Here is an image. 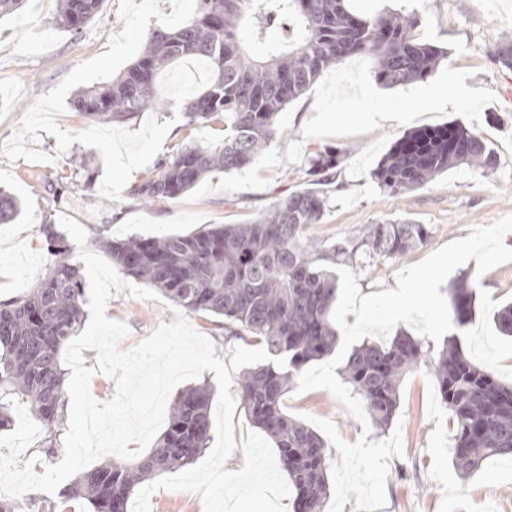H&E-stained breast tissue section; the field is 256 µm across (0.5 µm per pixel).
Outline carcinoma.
Returning <instances> with one entry per match:
<instances>
[{
	"label": "carcinoma",
	"instance_id": "carcinoma-1",
	"mask_svg": "<svg viewBox=\"0 0 512 512\" xmlns=\"http://www.w3.org/2000/svg\"><path fill=\"white\" fill-rule=\"evenodd\" d=\"M102 2L60 0L55 24L80 39L100 14ZM346 2L197 0L191 20L153 31L129 67L102 85L79 91L70 105L91 123H122L146 111H164L168 103L159 92V77L184 60L209 61L212 82L185 100L182 114L188 127L223 121L224 139L216 145L182 146L129 191L145 204L177 198L215 170L242 169L255 161L275 136L278 114L346 58L371 57L376 82L392 89L426 78L447 54L412 35V15H360ZM283 20L295 30L288 43L273 45L263 59L246 52L247 41L266 37ZM494 60L512 69L511 40L496 47ZM340 161V151L320 150L308 158V174L318 183ZM497 164L482 137L450 123L402 135L375 169L374 179L381 190L397 195L423 187L453 167L492 171ZM326 207L323 192L303 189L289 193L250 224L95 241L121 273L160 290L182 310L218 319L234 336L247 333L271 356L285 359L283 367L272 362L244 369L238 386L248 419L277 448L295 493L293 512H324L330 490L324 441L307 424L289 417L282 399L309 363L336 347V328L329 318L336 299L333 267L367 257L396 260L429 237L425 224L383 220L325 248L304 232L307 225L322 221ZM20 213V203L0 192V222ZM40 232L51 256L46 277L26 295L0 304V429L14 422L13 403L24 405L44 424L46 453L51 454L64 419L60 356L82 323L84 283L65 238L51 224L40 225ZM473 296L465 278L450 288V306L460 327L472 320ZM422 366L433 375L448 409L458 473L467 476L490 458H512V386L500 384L468 359L454 336L437 351L405 333L388 344L363 342L352 349L339 373L363 400L376 427L385 429L399 407L403 378ZM211 398L206 384L179 393L149 452L82 471L66 499L82 500L92 512H127L128 499L152 475L183 469L207 449Z\"/></svg>",
	"mask_w": 512,
	"mask_h": 512
}]
</instances>
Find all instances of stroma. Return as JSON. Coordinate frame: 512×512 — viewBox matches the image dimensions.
I'll return each instance as SVG.
<instances>
[{
  "instance_id": "obj_1",
  "label": "stroma",
  "mask_w": 512,
  "mask_h": 512,
  "mask_svg": "<svg viewBox=\"0 0 512 512\" xmlns=\"http://www.w3.org/2000/svg\"><path fill=\"white\" fill-rule=\"evenodd\" d=\"M354 12L371 15L393 10L414 15L420 40L447 49L448 56L427 78L387 89L373 77L366 56L345 59L325 71L300 99L279 113L277 134L259 159L244 169L216 172L176 199L142 205L130 198L112 201L98 191H83L86 171L103 176L97 149L73 143L57 152L55 137L41 134L35 149L51 154L46 163L0 156V187L23 202L21 215L0 223V302L17 299L47 273L49 254L41 224L68 216L86 230L88 241L99 232L121 239L185 234L211 224H248L288 193L303 188L306 160L333 147L342 160L323 190L329 198L321 223L305 230L310 239L332 243L354 236L364 225L383 219H409L429 225L427 242L401 259L374 266L355 265L361 295L395 284L401 267L416 263L448 242L468 237L472 228L512 215V103L504 98L512 70L495 64L492 53L512 39V0H348ZM59 0H24L21 9L0 18V144L11 139L33 102L54 88L80 63L107 51L109 40L124 27L118 0H105L103 15L88 24L81 40L72 39L53 20ZM377 112L400 118L377 123ZM173 111L158 113L171 121L162 155L191 142L220 143L222 122L184 126ZM458 122L482 136L494 149L498 166L486 172L459 166L414 191H381L371 173L404 132ZM91 158L89 170L76 168L74 154ZM64 178L61 196L42 184ZM476 261L457 268L475 291L471 322L457 330L464 353L499 381L512 385V337L496 324L497 312L512 302V262L477 275ZM167 298L144 300L122 292L107 303L108 318L129 328L120 342L127 350L161 323H172ZM290 417L305 414L331 421L348 443L362 436L388 439L389 431L363 429L327 390L288 392ZM403 455L389 461L386 505L380 512H512V462L493 458L472 475L458 474L450 450L452 425L433 377L426 370L408 374L401 386L399 409Z\"/></svg>"
}]
</instances>
